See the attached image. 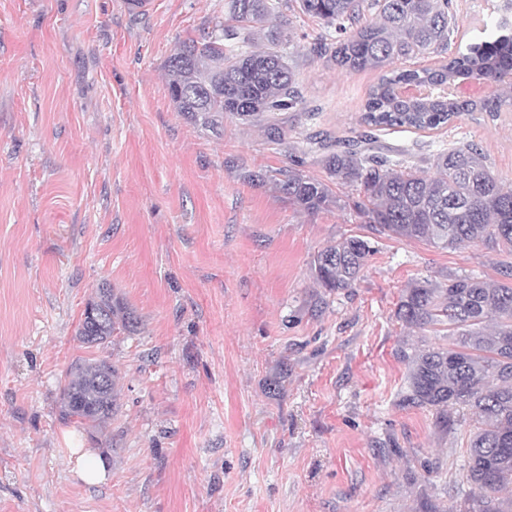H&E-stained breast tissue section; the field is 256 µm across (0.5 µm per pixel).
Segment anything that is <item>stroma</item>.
<instances>
[{
  "label": "stroma",
  "instance_id": "stroma-1",
  "mask_svg": "<svg viewBox=\"0 0 512 512\" xmlns=\"http://www.w3.org/2000/svg\"><path fill=\"white\" fill-rule=\"evenodd\" d=\"M496 0H453L451 50L476 42ZM228 0H0V512H415L420 493L457 512L475 418L444 434L400 405V351L453 337L398 321L405 288L469 274L502 281L512 254L438 249L373 234L356 188L314 214L273 178L308 138L364 133L378 72L342 73L309 53L322 25L285 12L304 95L288 142L227 117L214 133L177 112L165 65ZM416 147L476 143L512 188V112L462 117L431 133L379 134ZM360 235L375 249L354 288L320 295L313 258ZM109 283L136 333L90 347L76 330ZM119 373L118 407L90 435L59 415L76 363ZM109 466L89 485L69 449Z\"/></svg>",
  "mask_w": 512,
  "mask_h": 512
}]
</instances>
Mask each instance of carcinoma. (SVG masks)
Instances as JSON below:
<instances>
[{
	"label": "carcinoma",
	"mask_w": 512,
	"mask_h": 512,
	"mask_svg": "<svg viewBox=\"0 0 512 512\" xmlns=\"http://www.w3.org/2000/svg\"><path fill=\"white\" fill-rule=\"evenodd\" d=\"M299 10L321 22L327 34L311 43L316 56L331 54L345 73L382 72L367 95L361 123L370 130L442 129L464 115L492 117L512 108V83L501 80L512 65V19L482 21L480 42L440 60L435 67L394 69L448 51L455 32L453 0H229L228 20L198 40L182 43L169 58L167 86L176 110L205 130L219 132L229 114L263 129L266 139L288 144V113L304 102L295 72L281 51L285 34L276 20ZM335 44H330L327 39ZM491 81L490 99L408 98L401 85ZM370 131L341 150H325L327 179L304 175L303 159L278 180L280 190L308 213L329 208L330 184L359 188L360 210L380 234L424 241L442 249L482 243L512 254V188L491 171L473 143L441 147L433 154L435 175L375 151ZM373 255L368 240L349 236L320 251L312 269L326 293L353 287ZM87 306L104 311L95 329L78 324L77 336L101 346L117 333H133L139 321L110 285L98 288ZM396 317L410 328L456 337L455 346L400 351L407 391L402 404L430 408L442 432L456 429L457 411L468 408L478 426L469 437L467 479L477 489L468 512H512L495 494L512 491V285L456 276L442 284L425 279L405 289ZM118 371L106 361L72 367L61 389L60 416L93 434L117 408Z\"/></svg>",
	"instance_id": "1"
}]
</instances>
